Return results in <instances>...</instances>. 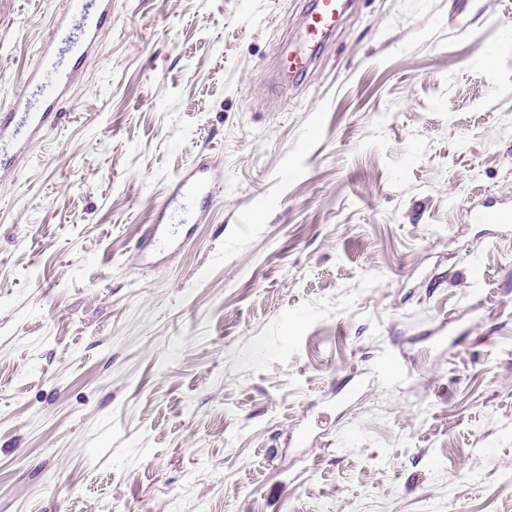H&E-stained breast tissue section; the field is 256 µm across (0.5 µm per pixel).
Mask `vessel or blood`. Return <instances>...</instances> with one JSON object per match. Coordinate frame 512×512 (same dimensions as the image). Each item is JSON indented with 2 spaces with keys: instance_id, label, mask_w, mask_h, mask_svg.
Instances as JSON below:
<instances>
[{
  "instance_id": "b4317fda",
  "label": "vessel or blood",
  "mask_w": 512,
  "mask_h": 512,
  "mask_svg": "<svg viewBox=\"0 0 512 512\" xmlns=\"http://www.w3.org/2000/svg\"><path fill=\"white\" fill-rule=\"evenodd\" d=\"M112 0H61L54 16L52 31L44 40L40 56L51 62L56 43L70 25L72 18L87 13L94 19L84 32L83 42L77 46L69 69L58 72L53 81L43 79V69L29 70L26 83L41 85L43 102L37 111H29L23 95H16L6 111L0 112V140L12 143L11 152L0 155V176L13 171L22 163L30 142L51 128L58 118L57 106L65 97L85 57L95 49L102 33L112 21ZM345 0H307L302 11L299 32L288 45L283 66L275 67L272 79L280 87H288L303 81L311 67L323 53L338 29ZM174 195H190L194 201L192 216L205 215L216 196V187L208 176L206 165L190 168L179 179ZM473 219L479 224H508L512 222V210L488 202L477 209Z\"/></svg>"
}]
</instances>
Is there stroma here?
Returning <instances> with one entry per match:
<instances>
[{
  "label": "stroma",
  "mask_w": 512,
  "mask_h": 512,
  "mask_svg": "<svg viewBox=\"0 0 512 512\" xmlns=\"http://www.w3.org/2000/svg\"><path fill=\"white\" fill-rule=\"evenodd\" d=\"M303 5L112 0L0 181V512H512V0H355L278 91ZM184 193L189 194L194 201L193 220L196 221L203 217L216 196V187L208 176L206 165L202 164L188 169L179 179L172 190V196L177 197ZM473 219L478 224H510L512 222V210L488 202L474 212Z\"/></svg>",
  "instance_id": "35a3bbf8"
}]
</instances>
